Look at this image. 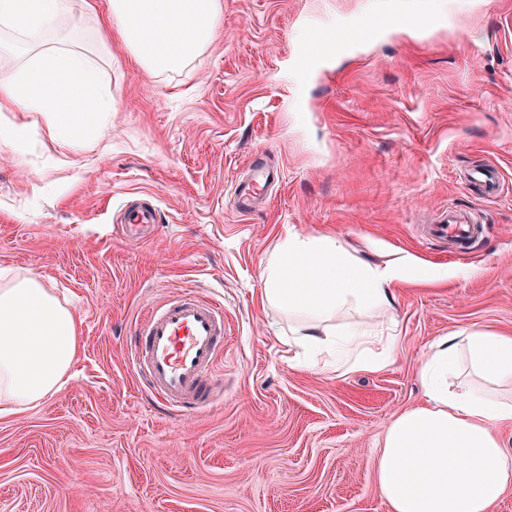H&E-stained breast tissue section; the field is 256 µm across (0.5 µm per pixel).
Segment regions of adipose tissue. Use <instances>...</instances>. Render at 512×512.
I'll return each mask as SVG.
<instances>
[{"mask_svg": "<svg viewBox=\"0 0 512 512\" xmlns=\"http://www.w3.org/2000/svg\"><path fill=\"white\" fill-rule=\"evenodd\" d=\"M90 0H0V147L21 151L30 123L77 149L112 127V98L73 37ZM223 0H108L104 24L144 70L186 68L215 39ZM405 262L353 260L326 236L288 233L265 261L261 300L303 319L289 347L330 350L336 370L377 369L394 338L359 324L337 327L348 308L390 312ZM80 347L75 313L34 272L0 269V417L25 412L63 385ZM469 382H459L460 367ZM424 400L392 419L374 457L375 480L389 512H496L512 488V453L499 429L512 424V336L473 326L436 340L420 358Z\"/></svg>", "mask_w": 512, "mask_h": 512, "instance_id": "obj_1", "label": "adipose tissue"}]
</instances>
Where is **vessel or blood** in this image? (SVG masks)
I'll return each mask as SVG.
<instances>
[{
    "mask_svg": "<svg viewBox=\"0 0 512 512\" xmlns=\"http://www.w3.org/2000/svg\"><path fill=\"white\" fill-rule=\"evenodd\" d=\"M281 178V169L270 154L256 152L245 176L236 180L231 196L238 212L251 213L254 202L271 191ZM468 191L492 197L503 189L496 167L479 165L466 177ZM125 222L136 240L158 222L152 196L129 201ZM428 239L452 245L459 251L472 248L476 228L465 211L449 208L448 216L423 228ZM224 350V307L217 301L195 295L171 296L152 307L137 325L133 368L145 388L166 408L193 415L216 402L212 386L218 359Z\"/></svg>",
    "mask_w": 512,
    "mask_h": 512,
    "instance_id": "b4317fda",
    "label": "vessel or blood"
}]
</instances>
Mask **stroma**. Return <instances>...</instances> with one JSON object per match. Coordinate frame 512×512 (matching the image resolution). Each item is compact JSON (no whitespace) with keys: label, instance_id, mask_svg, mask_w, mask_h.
Returning <instances> with one entry per match:
<instances>
[{"label":"stroma","instance_id":"stroma-1","mask_svg":"<svg viewBox=\"0 0 512 512\" xmlns=\"http://www.w3.org/2000/svg\"><path fill=\"white\" fill-rule=\"evenodd\" d=\"M390 11L435 21L291 72L302 39ZM511 15L512 0H224L214 42L182 73L150 74L113 45L100 64L112 129L95 148L37 129L23 153L0 151V268L42 274L81 339L58 392L0 417V512H388L373 455L423 399L421 356L474 323L512 335ZM261 149L283 181L243 215L230 189ZM482 163L509 192L465 189ZM143 193L159 225L131 243L120 211ZM452 206L482 228L455 255L420 230ZM290 232L373 266L409 257L384 367L292 361L287 316L257 301ZM428 270L443 280L420 282ZM176 293L224 304L223 400L189 418L131 364L135 324Z\"/></svg>","mask_w":512,"mask_h":512}]
</instances>
